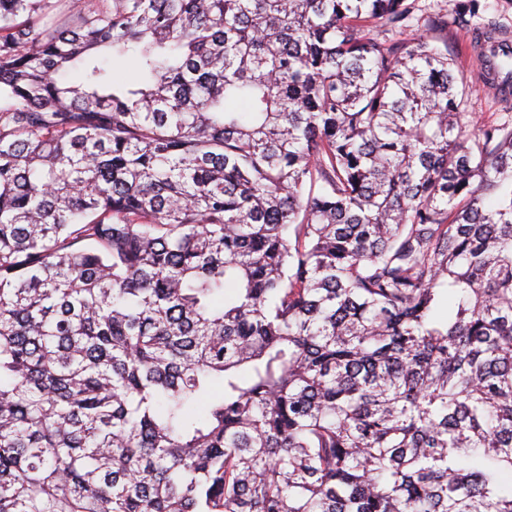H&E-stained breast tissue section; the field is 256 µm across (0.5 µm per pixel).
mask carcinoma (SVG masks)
I'll use <instances>...</instances> for the list:
<instances>
[{
  "label": "carcinoma",
  "instance_id": "cac0c4a2",
  "mask_svg": "<svg viewBox=\"0 0 512 512\" xmlns=\"http://www.w3.org/2000/svg\"><path fill=\"white\" fill-rule=\"evenodd\" d=\"M412 12L0 0V512H512V114Z\"/></svg>",
  "mask_w": 512,
  "mask_h": 512
}]
</instances>
